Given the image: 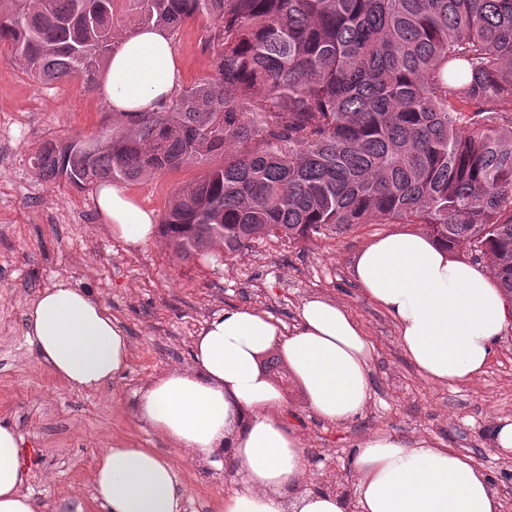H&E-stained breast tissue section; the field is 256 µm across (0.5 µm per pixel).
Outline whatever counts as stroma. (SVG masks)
Wrapping results in <instances>:
<instances>
[{
	"mask_svg": "<svg viewBox=\"0 0 512 512\" xmlns=\"http://www.w3.org/2000/svg\"><path fill=\"white\" fill-rule=\"evenodd\" d=\"M208 25L199 19L173 35L185 84L213 72L205 46ZM111 118L98 93L84 91L78 81L39 84L0 52V421L24 437L26 486L34 498L49 504L87 489L99 451L124 440L159 449L177 466L190 490L187 512H224L232 473L201 471L158 437L136 417L134 394L154 375L188 369L195 336L224 307L255 306L290 326L302 302L321 294L345 306L374 344L364 414L344 425L322 421L306 405L303 388L287 381L288 364L277 347L258 360L288 400L285 420L303 438L310 483L336 486L354 500L352 457L366 436L426 435L485 467L503 512H512V460L498 458L490 442L492 422L512 419V324L476 379L435 385L423 377L400 347L392 318L364 296L352 275L356 253L397 232L394 224H360L292 242L255 241L216 267L203 253L183 257L160 234L142 248H128L101 218L96 188L38 179L31 165L45 141L96 131ZM202 172L187 164L127 182L126 188L160 217ZM62 279L92 291L130 337L128 368L97 392L70 390L26 341L27 306Z\"/></svg>",
	"mask_w": 512,
	"mask_h": 512,
	"instance_id": "stroma-1",
	"label": "stroma"
}]
</instances>
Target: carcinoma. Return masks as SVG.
<instances>
[{
	"instance_id": "carcinoma-1",
	"label": "carcinoma",
	"mask_w": 512,
	"mask_h": 512,
	"mask_svg": "<svg viewBox=\"0 0 512 512\" xmlns=\"http://www.w3.org/2000/svg\"><path fill=\"white\" fill-rule=\"evenodd\" d=\"M203 17L213 73L160 109L48 140L35 175L85 189L205 167L161 232L239 254L358 224H422L512 297V0H137ZM124 0H0V46L42 84L98 85Z\"/></svg>"
}]
</instances>
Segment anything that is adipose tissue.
<instances>
[{
  "label": "adipose tissue",
  "instance_id": "1",
  "mask_svg": "<svg viewBox=\"0 0 512 512\" xmlns=\"http://www.w3.org/2000/svg\"><path fill=\"white\" fill-rule=\"evenodd\" d=\"M170 33L141 27L125 39L101 73L97 91L114 114L156 110L181 86ZM97 206L113 234L137 248L155 235L154 211L121 185L100 186ZM358 287L395 321L412 364L436 384L481 375L508 324L512 301L488 273L424 233L395 232L355 256ZM26 340L39 360L71 388L97 391L118 378L130 339L99 298L59 282L41 290L25 313ZM278 345L311 411L343 425L362 416L371 396L374 347L351 313L334 299L303 301L293 329L253 306L230 305L208 319L192 348V365L153 378L135 413L200 468L228 470L240 481L224 512H348V501L306 486L308 464L297 430L281 414L283 393L257 368ZM22 435L0 422V512H186L188 489L158 449L121 441L102 449L90 493L46 509L25 487ZM359 512H501L488 472L433 438L372 434L358 444Z\"/></svg>",
  "mask_w": 512,
  "mask_h": 512
}]
</instances>
